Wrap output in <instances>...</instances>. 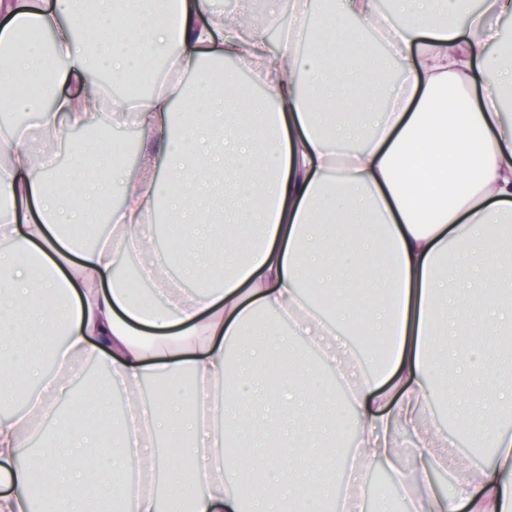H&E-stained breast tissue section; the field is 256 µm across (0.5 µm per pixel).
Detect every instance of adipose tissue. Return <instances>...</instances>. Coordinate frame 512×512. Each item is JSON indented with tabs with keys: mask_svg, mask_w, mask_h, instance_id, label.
<instances>
[{
	"mask_svg": "<svg viewBox=\"0 0 512 512\" xmlns=\"http://www.w3.org/2000/svg\"><path fill=\"white\" fill-rule=\"evenodd\" d=\"M74 2L0 0V104L37 119L0 126V238L12 245L0 256V382L25 393L0 417V512H31L36 486L55 512L116 499L132 512H244L245 489L257 512H388L365 492L381 464L407 512H512V431L498 421L512 411L499 371L512 267L495 233L512 222V39L498 26L512 0L477 11L447 0L439 16L431 0H396L391 23L376 0L262 12L240 0L229 20L221 0H169L163 13L141 7L130 27L118 0L81 14ZM322 16L314 50L306 35ZM377 35L402 69L380 108L368 82L334 67L339 54L365 65ZM160 56L168 69L148 97L86 91L92 67L121 81ZM227 59L258 76L264 98L229 73L223 98L211 94V67ZM471 86L477 99L459 93ZM105 104L113 124L134 123L151 142L136 176L116 166L75 181L33 149L39 136L80 158L65 132ZM113 195L111 235L82 247L73 227ZM165 215L185 226L182 261L198 288L170 277L154 246ZM131 255L161 306L130 301L114 270ZM58 323L66 342L47 372L27 338ZM351 335L388 340V357L361 369ZM73 357L104 358L106 382L79 390ZM149 378L166 381L157 399L135 401L100 446L84 420L106 410L113 386L132 392ZM447 389L466 391L448 412L479 430L490 458L458 457L426 424ZM46 421L52 439L27 450ZM403 432L406 451L395 446ZM161 467L165 502L153 489Z\"/></svg>",
	"mask_w": 512,
	"mask_h": 512,
	"instance_id": "obj_1",
	"label": "adipose tissue"
}]
</instances>
